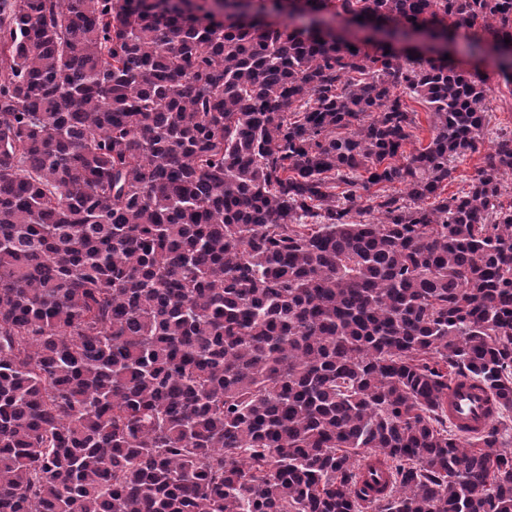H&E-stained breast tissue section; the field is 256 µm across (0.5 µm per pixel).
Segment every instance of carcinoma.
Wrapping results in <instances>:
<instances>
[{"mask_svg": "<svg viewBox=\"0 0 512 512\" xmlns=\"http://www.w3.org/2000/svg\"><path fill=\"white\" fill-rule=\"evenodd\" d=\"M288 18L0 0V512H512V134L442 196L490 96L448 24L512 84V0ZM461 379L497 408L469 438ZM402 95L405 102L413 109L417 110V112H419L418 114L420 119V128L414 131V137H412L411 143H407L404 147V150L406 151L405 154L408 155L409 152L413 151L415 147L420 146L419 141H421L423 145H426L428 143L429 133L425 105L414 100L408 94L404 93ZM447 409L448 417L463 436H473L484 430L496 412L488 393L469 381L450 385Z\"/></svg>", "mask_w": 512, "mask_h": 512, "instance_id": "cac0c4a2", "label": "carcinoma"}]
</instances>
